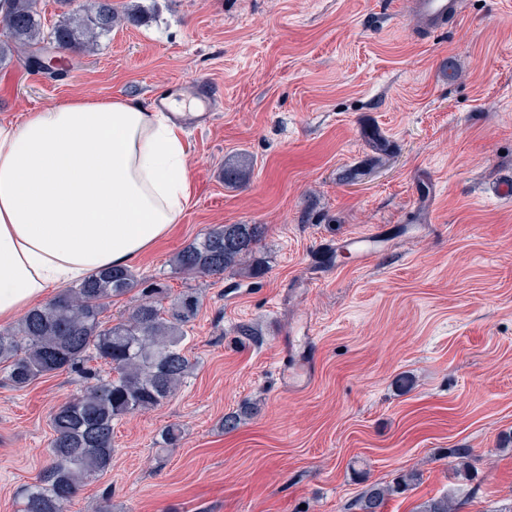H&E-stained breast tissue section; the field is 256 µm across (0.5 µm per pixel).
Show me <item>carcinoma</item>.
<instances>
[{"mask_svg":"<svg viewBox=\"0 0 512 512\" xmlns=\"http://www.w3.org/2000/svg\"><path fill=\"white\" fill-rule=\"evenodd\" d=\"M0 19V60L17 49L39 53L46 46L89 50L123 20L112 0H91L88 8L44 30L37 0H7ZM245 157L224 167V181L243 182ZM265 229L261 224H216L172 258L174 270L192 277H253L251 268ZM131 296L127 316L107 325L102 314L112 300ZM201 297L191 288L169 295L162 282L145 285L130 268L89 275L19 322L0 331V364L5 381L23 390L59 372L80 378L79 392L52 414L49 460L37 481L22 492V512H65L84 480L112 466L115 420L162 405L192 369L184 352L187 328L198 317ZM422 473L410 469L393 483H372L351 504L355 512H384L391 496L416 487ZM463 502L448 494L425 500L415 512H461Z\"/></svg>","mask_w":512,"mask_h":512,"instance_id":"1","label":"carcinoma"}]
</instances>
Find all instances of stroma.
I'll use <instances>...</instances> for the list:
<instances>
[{
  "label": "stroma",
  "instance_id": "35a3bbf8",
  "mask_svg": "<svg viewBox=\"0 0 512 512\" xmlns=\"http://www.w3.org/2000/svg\"><path fill=\"white\" fill-rule=\"evenodd\" d=\"M138 9L54 74L25 54L0 61V120L96 95L152 103L208 79L220 104L179 127L192 201L169 237L130 267L203 305L185 341L193 364L162 406L114 423L112 466L67 512H346L372 482L423 479L385 512L432 497L462 512H512V7L463 0L438 34L407 0H114ZM393 153L382 157L368 134ZM250 158L249 179L224 163ZM216 224H261L260 274L188 278L169 260ZM380 234L370 262L326 256ZM258 326L259 345L236 327ZM317 374L288 390L282 361ZM72 374L0 382V512L48 462L54 410ZM255 412L232 432L226 413ZM179 425L177 447L160 435ZM470 449L474 480L454 470Z\"/></svg>",
  "mask_w": 512,
  "mask_h": 512
}]
</instances>
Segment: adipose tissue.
Masks as SVG:
<instances>
[{
  "instance_id": "1",
  "label": "adipose tissue",
  "mask_w": 512,
  "mask_h": 512,
  "mask_svg": "<svg viewBox=\"0 0 512 512\" xmlns=\"http://www.w3.org/2000/svg\"><path fill=\"white\" fill-rule=\"evenodd\" d=\"M181 108L85 96L0 121V321L167 236L190 203Z\"/></svg>"
}]
</instances>
